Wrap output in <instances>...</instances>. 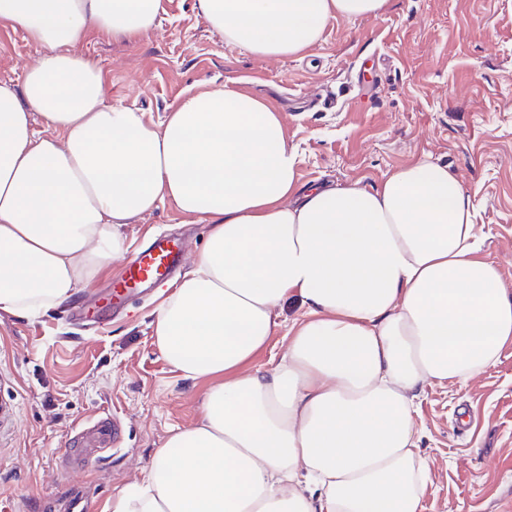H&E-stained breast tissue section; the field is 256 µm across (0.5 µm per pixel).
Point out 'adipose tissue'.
Returning <instances> with one entry per match:
<instances>
[{"instance_id":"1","label":"adipose tissue","mask_w":512,"mask_h":512,"mask_svg":"<svg viewBox=\"0 0 512 512\" xmlns=\"http://www.w3.org/2000/svg\"><path fill=\"white\" fill-rule=\"evenodd\" d=\"M386 0H196L225 42L303 52L338 17ZM160 0H0L43 50L0 82V310L36 315L122 254V229L173 202L209 226L160 306L155 343L184 377L214 378L197 423L172 434L112 512H424L429 470L413 399L463 384L512 342V288L479 257L474 206L427 159L380 186L297 188L298 156L263 102L215 89L159 125L103 102L88 28L151 29ZM51 129L40 137L33 115ZM301 300L288 349L237 368Z\"/></svg>"}]
</instances>
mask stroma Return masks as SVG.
<instances>
[{
    "mask_svg": "<svg viewBox=\"0 0 512 512\" xmlns=\"http://www.w3.org/2000/svg\"><path fill=\"white\" fill-rule=\"evenodd\" d=\"M99 69L103 100L162 122L188 94L233 89L277 112L298 154L300 186L373 187L423 157L444 165L472 199L481 257L512 284V0H388L362 18L340 17L302 53L259 57L226 43L195 0H161L155 25L118 41L89 29L73 48ZM41 50L0 20V81L21 83ZM376 72L371 91L358 78ZM162 231H178L176 277L117 312L70 317L59 304L30 318L0 311V398L18 419L0 433V512H62L61 485L81 490L90 512L140 482L172 432L194 425L210 379L185 378L155 345L160 305L193 268L208 226L164 202L122 232L124 255L78 288L93 308L130 256ZM292 301L242 371L267 370L286 353ZM431 480L425 512H512V343L468 383L434 382L415 399ZM112 417L122 436L103 461L66 470L62 447Z\"/></svg>",
    "mask_w": 512,
    "mask_h": 512,
    "instance_id": "stroma-1",
    "label": "stroma"
}]
</instances>
